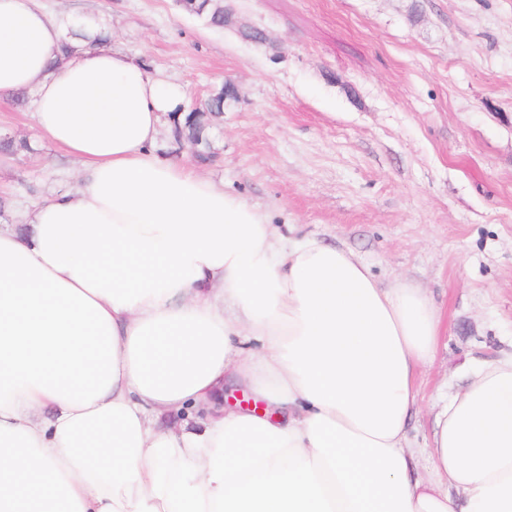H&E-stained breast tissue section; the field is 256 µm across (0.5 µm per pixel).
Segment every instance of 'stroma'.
I'll use <instances>...</instances> for the list:
<instances>
[{"mask_svg":"<svg viewBox=\"0 0 512 512\" xmlns=\"http://www.w3.org/2000/svg\"><path fill=\"white\" fill-rule=\"evenodd\" d=\"M185 94L234 93L200 157L163 118L161 156L293 235L350 249L383 285L424 288L442 315L407 425L424 447L442 397L512 352V0H231L256 44L178 0H36ZM31 103L0 99V225L78 164L36 138Z\"/></svg>","mask_w":512,"mask_h":512,"instance_id":"35a3bbf8","label":"stroma"}]
</instances>
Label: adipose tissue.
<instances>
[{
	"mask_svg": "<svg viewBox=\"0 0 512 512\" xmlns=\"http://www.w3.org/2000/svg\"><path fill=\"white\" fill-rule=\"evenodd\" d=\"M64 41L0 0V97L82 163L0 226V512H512V353L412 447L427 293L159 156L182 91L110 48L53 69ZM230 378L264 409L219 407Z\"/></svg>",
	"mask_w": 512,
	"mask_h": 512,
	"instance_id": "obj_1",
	"label": "adipose tissue"
}]
</instances>
